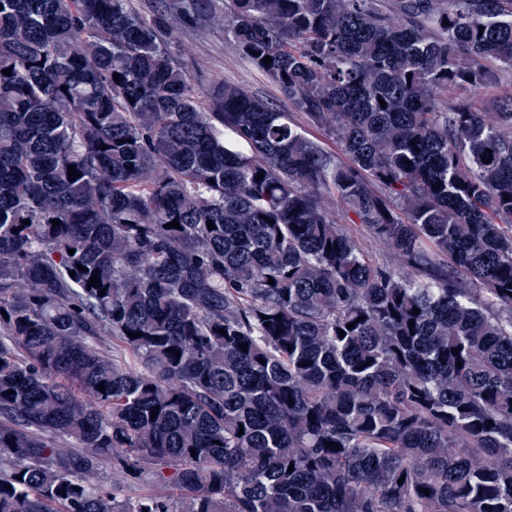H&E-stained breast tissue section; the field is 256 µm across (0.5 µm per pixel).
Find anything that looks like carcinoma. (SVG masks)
Here are the masks:
<instances>
[{
    "instance_id": "obj_1",
    "label": "carcinoma",
    "mask_w": 512,
    "mask_h": 512,
    "mask_svg": "<svg viewBox=\"0 0 512 512\" xmlns=\"http://www.w3.org/2000/svg\"><path fill=\"white\" fill-rule=\"evenodd\" d=\"M500 77L512 0H0V512H512ZM176 45L192 72L203 83L211 79H225L270 100H277L274 85L239 58L221 30L207 28L180 32ZM512 93V82L501 80L475 93L467 87H453L448 90V99L472 98L476 106L483 112H496L500 97ZM344 212V209L336 204V218L339 224H342L347 232L355 236L370 254L393 264L395 262L393 255L385 247L376 243L362 224H350Z\"/></svg>"
}]
</instances>
